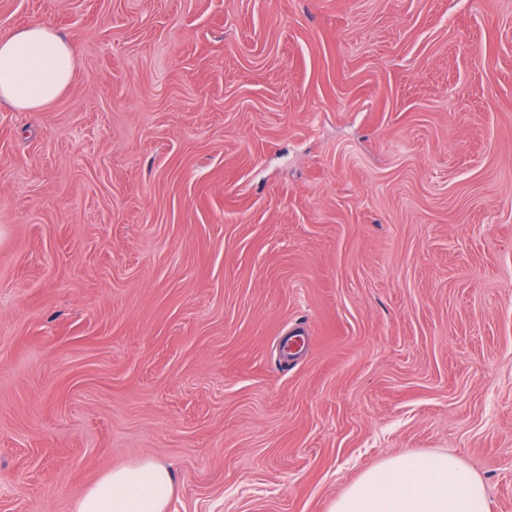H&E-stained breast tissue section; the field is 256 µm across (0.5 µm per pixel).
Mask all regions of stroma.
<instances>
[{"label":"stroma","instance_id":"35a3bbf8","mask_svg":"<svg viewBox=\"0 0 512 512\" xmlns=\"http://www.w3.org/2000/svg\"><path fill=\"white\" fill-rule=\"evenodd\" d=\"M34 24L76 69L0 104V512L147 457L168 512H327L422 452L512 512V0H0Z\"/></svg>","mask_w":512,"mask_h":512}]
</instances>
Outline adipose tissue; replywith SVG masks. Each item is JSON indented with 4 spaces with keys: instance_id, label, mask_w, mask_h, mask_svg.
Wrapping results in <instances>:
<instances>
[{
    "instance_id": "1",
    "label": "adipose tissue",
    "mask_w": 512,
    "mask_h": 512,
    "mask_svg": "<svg viewBox=\"0 0 512 512\" xmlns=\"http://www.w3.org/2000/svg\"><path fill=\"white\" fill-rule=\"evenodd\" d=\"M71 46L36 24L0 37V104L38 112L69 87ZM168 463L149 457L111 469L88 486L72 512H168L174 494ZM328 512H491L482 477L451 453L391 457L364 472Z\"/></svg>"
}]
</instances>
